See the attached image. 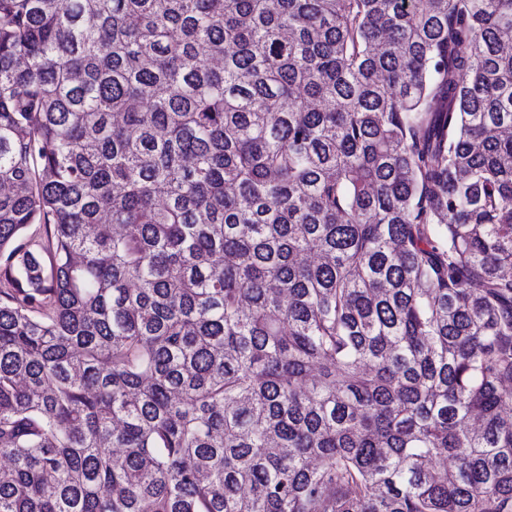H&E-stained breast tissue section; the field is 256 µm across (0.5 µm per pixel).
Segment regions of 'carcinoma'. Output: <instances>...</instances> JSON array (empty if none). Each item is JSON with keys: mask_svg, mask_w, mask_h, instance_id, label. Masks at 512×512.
I'll list each match as a JSON object with an SVG mask.
<instances>
[{"mask_svg": "<svg viewBox=\"0 0 512 512\" xmlns=\"http://www.w3.org/2000/svg\"><path fill=\"white\" fill-rule=\"evenodd\" d=\"M510 129L512 0H0V512H512Z\"/></svg>", "mask_w": 512, "mask_h": 512, "instance_id": "cac0c4a2", "label": "carcinoma"}]
</instances>
